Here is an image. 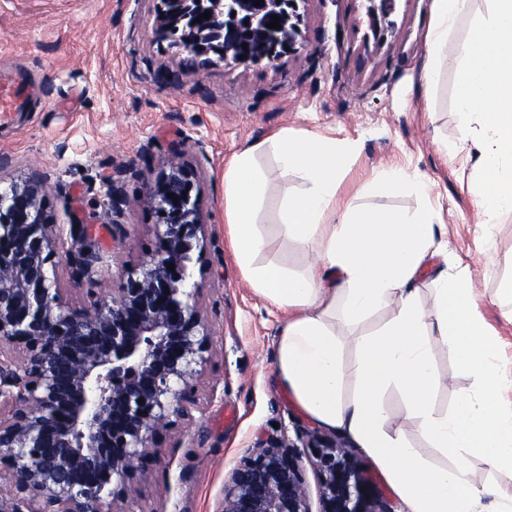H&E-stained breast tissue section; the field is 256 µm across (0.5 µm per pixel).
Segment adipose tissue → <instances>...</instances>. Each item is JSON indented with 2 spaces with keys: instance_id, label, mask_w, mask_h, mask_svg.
<instances>
[{
  "instance_id": "adipose-tissue-1",
  "label": "adipose tissue",
  "mask_w": 512,
  "mask_h": 512,
  "mask_svg": "<svg viewBox=\"0 0 512 512\" xmlns=\"http://www.w3.org/2000/svg\"><path fill=\"white\" fill-rule=\"evenodd\" d=\"M470 0H431L427 47L433 61L425 88L438 81L443 62L455 58L459 135L452 146L460 165L473 169L469 191L483 224L512 211V0H489L488 19L468 38L449 45L448 34ZM357 145L322 139L310 131L281 129L233 154L224 167V222L233 256L249 286L286 312L276 346L275 378L305 414L351 438L383 471L406 512H512V490L495 481L475 482L471 462L512 474V381L499 368L501 343L478 307L469 268L438 277L429 297L419 288L436 241L438 211L429 205V184L397 168L385 169L368 190L388 196L412 189L425 204L413 216L358 210L340 198V178ZM300 183L284 195L272 232L257 222L270 191L260 157ZM294 239L307 248L314 272L305 276L261 262L273 239ZM389 308L375 332L343 342L337 323L350 327ZM476 388L438 414L434 393L442 382L433 367L437 345ZM353 348V362L344 351ZM405 400L430 447L449 460L432 465L389 426L383 403L388 389Z\"/></svg>"
}]
</instances>
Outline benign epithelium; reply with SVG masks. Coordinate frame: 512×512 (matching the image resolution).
<instances>
[{
    "instance_id": "1",
    "label": "benign epithelium",
    "mask_w": 512,
    "mask_h": 512,
    "mask_svg": "<svg viewBox=\"0 0 512 512\" xmlns=\"http://www.w3.org/2000/svg\"><path fill=\"white\" fill-rule=\"evenodd\" d=\"M162 0L155 37L199 68L241 61L272 64L302 45L293 0ZM210 12V18L202 14ZM280 29H269L271 16ZM248 49H243L242 44ZM43 177L0 188V478L14 507L0 512H111L104 496L157 454L161 432L190 417L191 380L210 337L196 296L183 290L205 224L193 174L175 151L146 188L158 247L126 271L112 296L90 290L76 306L56 272V225ZM130 202L108 189L106 217L120 225ZM69 279H93L101 257L71 229ZM174 265L169 270L168 265ZM322 512L374 510L367 473L344 440L309 430ZM293 444L269 442L224 481L221 512H309Z\"/></svg>"
}]
</instances>
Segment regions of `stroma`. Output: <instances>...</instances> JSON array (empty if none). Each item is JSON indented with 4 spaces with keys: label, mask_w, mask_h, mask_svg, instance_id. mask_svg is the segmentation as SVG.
I'll return each instance as SVG.
<instances>
[{
    "label": "stroma",
    "mask_w": 512,
    "mask_h": 512,
    "mask_svg": "<svg viewBox=\"0 0 512 512\" xmlns=\"http://www.w3.org/2000/svg\"><path fill=\"white\" fill-rule=\"evenodd\" d=\"M159 0H0V71L23 77L31 109L0 126V180L45 178L53 223L85 227L103 258L102 289L119 287L124 271L157 245L156 220L141 198L173 150L200 188L205 233L189 266L208 326V362L194 378L197 404L188 420L164 431L159 452L126 485L119 512H220L228 472L261 442L298 443L313 421L276 386V343L283 323L244 280L228 248L224 163L231 154L288 128L358 146L339 188L354 207L412 212L409 191L380 197L365 183L397 167L432 186L438 237L446 255L425 263L424 280L469 266L486 322L501 340L500 364L512 377V214L482 225L468 174L447 146L459 133L455 66H442L425 94V35L431 0H395L371 29L366 0H302L304 45L275 64H217L197 70L169 43L154 38ZM118 179L131 205L116 236L105 219L106 183ZM444 385L439 413L469 393L474 378L437 346ZM389 426L429 461L446 459L405 417L401 394L384 396Z\"/></svg>",
    "instance_id": "obj_1"
}]
</instances>
